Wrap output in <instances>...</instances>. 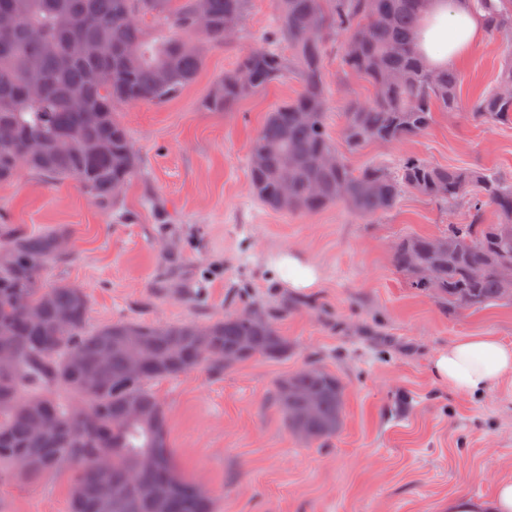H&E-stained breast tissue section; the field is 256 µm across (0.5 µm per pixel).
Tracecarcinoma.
<instances>
[{
  "label": "carcinoma",
  "mask_w": 512,
  "mask_h": 512,
  "mask_svg": "<svg viewBox=\"0 0 512 512\" xmlns=\"http://www.w3.org/2000/svg\"><path fill=\"white\" fill-rule=\"evenodd\" d=\"M484 11L487 31L498 38L507 63L494 86L468 106L484 125L512 122V0H471ZM249 0H207L208 25L198 26L194 0H0V10L18 17L0 31V184L22 169L53 181L74 180L91 199L113 204L138 167L127 127L115 109L126 103L163 104L192 85L205 64L194 43L224 42V26L240 24ZM430 0H276L273 41H286L292 58L272 46L241 56L236 67L216 78L218 94L202 106L228 112L288 69L296 70L300 92L270 112L250 153L264 155L250 167L254 197L263 205L296 214H316L343 205L362 219L392 211L402 194L414 193L448 205H463L470 219L450 224L438 236L412 235L393 248V266L410 287L436 298L450 311L512 304L501 268L512 264V180L488 170L429 163L417 156L396 167L369 164L355 169L346 153L369 142L397 144L424 134L438 112L458 108V73L432 69L413 47ZM151 15L180 32L156 43L147 40L140 18ZM42 29L56 43L48 52L31 38ZM345 38L343 64L363 75L373 97L344 113L343 153L326 126L329 96L324 77L327 40ZM107 39L101 55L82 56L87 43ZM102 67L112 83L94 86L87 71ZM169 74L162 85L160 72ZM84 102L77 110L73 102ZM31 138L44 141L33 153ZM76 138L104 144L85 154L61 150L57 141ZM336 154V165L321 162ZM288 169L293 195L279 200L280 178ZM495 221L486 223V211ZM56 231L0 234V353L17 362L0 374V463L12 462L28 475L56 470L55 459L79 465L71 512H214L204 487L182 478L174 465L166 409L151 384L197 368L222 376L238 362L288 355V338L278 322L288 307L252 303L243 311L204 324L158 325L127 319L86 330L88 297L66 282L47 285L49 267L66 261ZM443 239L448 249H433ZM433 270L425 279L423 267ZM65 314L68 322L55 326ZM145 339L143 373H128L132 348L116 338L130 331ZM79 354L98 386L88 391L82 373L69 369ZM316 397V411L302 415L304 399ZM273 398L288 430L321 442L340 430L345 386L317 361L278 379ZM138 406L141 417L129 415ZM111 457L107 469L97 458ZM126 496L112 503V489Z\"/></svg>",
  "instance_id": "obj_1"
}]
</instances>
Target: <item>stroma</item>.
Listing matches in <instances>:
<instances>
[{
	"label": "stroma",
	"instance_id": "stroma-1",
	"mask_svg": "<svg viewBox=\"0 0 512 512\" xmlns=\"http://www.w3.org/2000/svg\"><path fill=\"white\" fill-rule=\"evenodd\" d=\"M274 0H250L233 38L205 48L196 81L163 105L118 106L139 169L116 206L93 202L78 183L53 184L26 171L0 185V224L24 233L64 232L69 259L50 280L83 288L88 329L137 318L203 323L252 302L284 305L291 349L216 377L197 369L156 383L180 474L212 493L216 512H445L449 498H484L512 478V377L478 397L435 379L431 358L448 342L491 333L512 343V305L448 312L408 288L391 261L394 245L462 224L467 212L404 193L385 216L360 219L343 206L313 215L262 206L248 179L249 146L269 112L293 98L292 74L230 112L199 102L211 83L271 37ZM497 40L455 65L468 102L497 81ZM333 104L328 131L340 138L349 106L370 84L342 65V41L326 44ZM407 155L448 167L512 176V124L485 126L466 110L440 112L425 134L370 143L353 167ZM294 250L319 266L318 287L296 292L267 275L270 259ZM321 362L346 388L336 436L308 444L288 430L275 381ZM74 469L30 477L0 465V512H71Z\"/></svg>",
	"mask_w": 512,
	"mask_h": 512
}]
</instances>
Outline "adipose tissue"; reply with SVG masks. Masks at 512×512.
Returning a JSON list of instances; mask_svg holds the SVG:
<instances>
[{"instance_id":"ef3b65f1","label":"adipose tissue","mask_w":512,"mask_h":512,"mask_svg":"<svg viewBox=\"0 0 512 512\" xmlns=\"http://www.w3.org/2000/svg\"><path fill=\"white\" fill-rule=\"evenodd\" d=\"M483 37L484 28L466 0H433L418 34V48L430 67L439 68L461 59ZM270 270L297 291L317 287L321 279L317 266L292 251L278 254ZM432 372L459 395H482L512 376V343L490 333L453 340L433 357ZM448 512H512V479L498 482L480 501L449 499Z\"/></svg>"}]
</instances>
